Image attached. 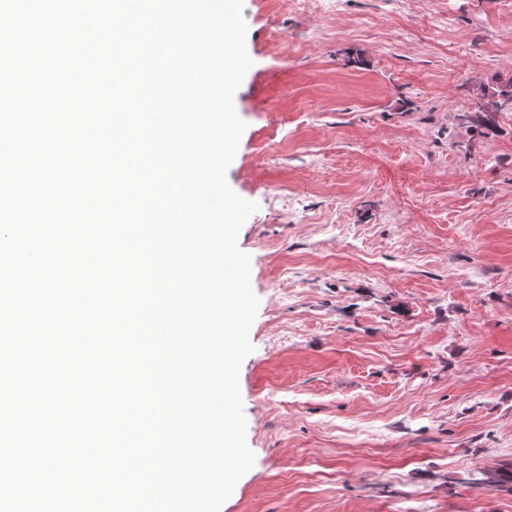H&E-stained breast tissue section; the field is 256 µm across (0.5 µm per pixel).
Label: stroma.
Instances as JSON below:
<instances>
[{"label":"stroma","mask_w":512,"mask_h":512,"mask_svg":"<svg viewBox=\"0 0 512 512\" xmlns=\"http://www.w3.org/2000/svg\"><path fill=\"white\" fill-rule=\"evenodd\" d=\"M227 170L259 299L221 512H512V0H244ZM468 91L473 102L464 117L479 137H486L495 131L500 113L512 112V77L492 85L476 84Z\"/></svg>","instance_id":"stroma-1"}]
</instances>
